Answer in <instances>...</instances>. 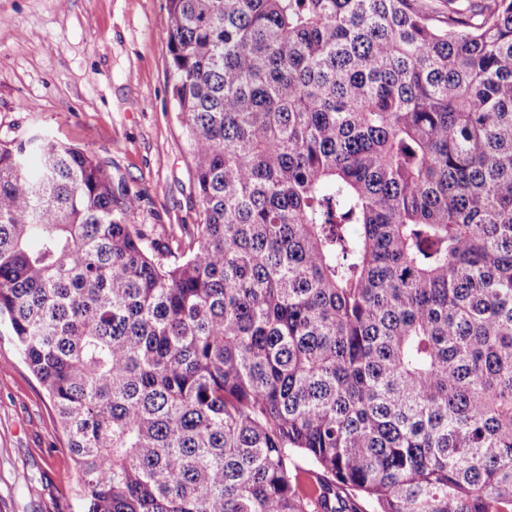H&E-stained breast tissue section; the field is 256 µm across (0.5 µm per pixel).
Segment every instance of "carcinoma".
Masks as SVG:
<instances>
[{"instance_id":"cac0c4a2","label":"carcinoma","mask_w":512,"mask_h":512,"mask_svg":"<svg viewBox=\"0 0 512 512\" xmlns=\"http://www.w3.org/2000/svg\"><path fill=\"white\" fill-rule=\"evenodd\" d=\"M166 2L186 238L0 141V324L84 512H512V0Z\"/></svg>"}]
</instances>
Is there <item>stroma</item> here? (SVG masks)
I'll use <instances>...</instances> for the list:
<instances>
[{"mask_svg": "<svg viewBox=\"0 0 512 512\" xmlns=\"http://www.w3.org/2000/svg\"><path fill=\"white\" fill-rule=\"evenodd\" d=\"M166 0H0V141L35 133L104 161L160 245L199 221L171 93ZM51 401L0 333V512H75Z\"/></svg>", "mask_w": 512, "mask_h": 512, "instance_id": "obj_1", "label": "stroma"}]
</instances>
